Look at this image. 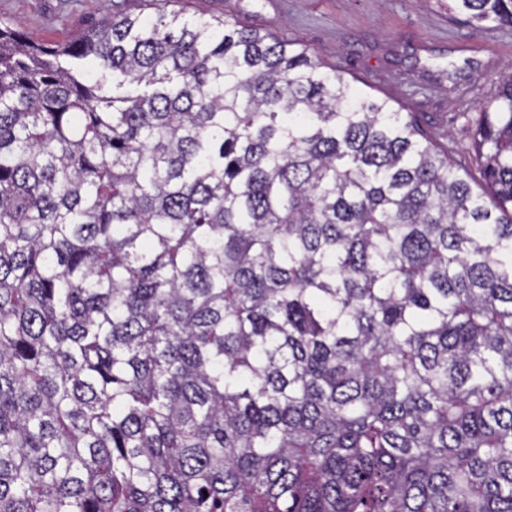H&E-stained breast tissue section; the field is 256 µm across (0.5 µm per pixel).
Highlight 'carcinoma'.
<instances>
[{"instance_id": "carcinoma-1", "label": "carcinoma", "mask_w": 512, "mask_h": 512, "mask_svg": "<svg viewBox=\"0 0 512 512\" xmlns=\"http://www.w3.org/2000/svg\"><path fill=\"white\" fill-rule=\"evenodd\" d=\"M150 2L0 20V512H512V75L476 193L307 50ZM143 8L140 0H0V18L9 20L33 44H57L82 35L106 14L137 13Z\"/></svg>"}]
</instances>
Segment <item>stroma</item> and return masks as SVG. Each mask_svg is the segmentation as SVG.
Listing matches in <instances>:
<instances>
[{"instance_id": "stroma-1", "label": "stroma", "mask_w": 512, "mask_h": 512, "mask_svg": "<svg viewBox=\"0 0 512 512\" xmlns=\"http://www.w3.org/2000/svg\"><path fill=\"white\" fill-rule=\"evenodd\" d=\"M180 21L220 17L308 48L359 90L414 113L471 167L470 122L512 62V27L478 30L435 0H172ZM141 0H0V18L34 44L82 35L106 15L142 11Z\"/></svg>"}]
</instances>
